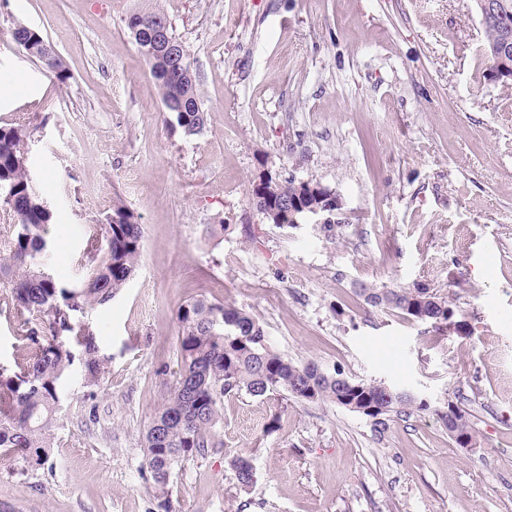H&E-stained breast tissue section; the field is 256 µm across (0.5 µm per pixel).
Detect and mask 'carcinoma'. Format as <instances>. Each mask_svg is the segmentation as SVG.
I'll return each instance as SVG.
<instances>
[{
	"label": "carcinoma",
	"mask_w": 512,
	"mask_h": 512,
	"mask_svg": "<svg viewBox=\"0 0 512 512\" xmlns=\"http://www.w3.org/2000/svg\"><path fill=\"white\" fill-rule=\"evenodd\" d=\"M482 55L486 76L494 70L493 51L502 38L500 28L483 24ZM161 94L163 111L187 137L201 133L207 112L174 108L185 101L201 103L198 80L183 81L173 73L150 67ZM29 135L20 126H0V202L18 218L13 236L0 252V281L8 293L6 306L16 310V338L27 352L16 357L19 370L0 369V397L12 401L0 415V449L13 455L27 469L44 465L50 451V428L61 406L60 388L71 366L79 360L85 368V383L92 386L105 375L106 359L96 345L92 327L84 321L86 311L106 305L126 287L138 264L143 227L139 217L118 198L112 215L119 218L93 232L103 239L94 251L93 267L77 285L66 286L44 274L42 255L49 248L47 227L52 213L29 181ZM328 190L318 183L294 179L275 185L265 199L267 208L286 201L308 204ZM358 295L374 308L398 310L417 319L418 309L430 314L438 332L448 329V313L454 312L447 297L427 284L411 288H369ZM180 369L165 403L156 412L144 437L145 467L155 489L167 497L175 465L217 447L215 428L223 422L224 397L246 390L257 398L281 391L307 402H329L353 413L384 419L383 427L371 423L381 438L390 423L409 414L413 401L379 381L345 378L342 372H327L315 363L298 365L269 346L263 327L245 311L220 301L197 298L176 314ZM439 420L454 440H477L470 414L453 401ZM231 467L240 490L255 482L251 457L239 455Z\"/></svg>",
	"instance_id": "carcinoma-1"
}]
</instances>
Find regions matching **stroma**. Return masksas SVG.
Returning a JSON list of instances; mask_svg holds the SVG:
<instances>
[{"mask_svg":"<svg viewBox=\"0 0 512 512\" xmlns=\"http://www.w3.org/2000/svg\"><path fill=\"white\" fill-rule=\"evenodd\" d=\"M142 4L0 0V126L30 135L46 268L79 282L115 199L144 229L127 287L86 314L107 373L88 386L73 366L43 466L0 452V503L163 512L143 436L179 369L177 310L204 296L252 314L296 363L423 406L379 439L330 403L225 397L222 445L175 468L172 512H512V88L485 76L472 0H160L199 76L194 137L126 31ZM17 21L55 46L66 81L11 41ZM263 169L335 192L336 236L263 222ZM361 284L429 285L467 328L371 307ZM457 398L472 451L436 415ZM239 455L256 469L246 492ZM231 467L240 490L248 491L255 482V467L251 457L239 455L231 460Z\"/></svg>","mask_w":512,"mask_h":512,"instance_id":"35a3bbf8","label":"stroma"}]
</instances>
